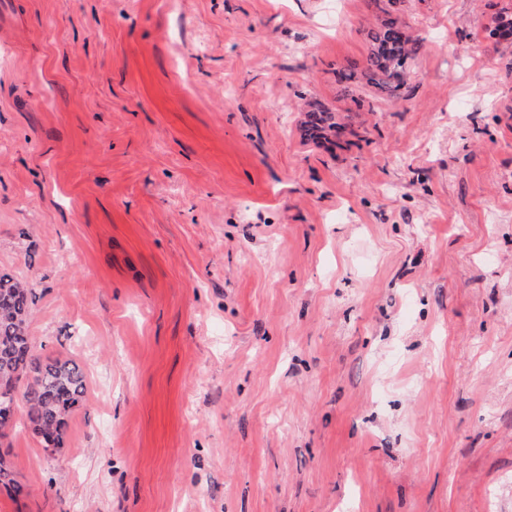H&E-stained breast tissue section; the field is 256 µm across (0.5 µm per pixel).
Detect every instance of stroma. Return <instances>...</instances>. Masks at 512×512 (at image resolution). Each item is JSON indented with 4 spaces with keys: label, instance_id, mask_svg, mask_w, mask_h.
I'll list each match as a JSON object with an SVG mask.
<instances>
[{
    "label": "stroma",
    "instance_id": "stroma-1",
    "mask_svg": "<svg viewBox=\"0 0 512 512\" xmlns=\"http://www.w3.org/2000/svg\"><path fill=\"white\" fill-rule=\"evenodd\" d=\"M505 5L406 0L382 99L373 0H0V269L86 375L0 512H512ZM387 2L388 8L380 7L383 17L367 33L370 51L363 66L353 62L338 70V80L348 91H353L361 78L389 97H400L408 88V68L423 49V41L409 35L394 15L400 1ZM340 123L336 113L323 106H313L308 111L307 120L303 127V136L313 143L329 142L336 133Z\"/></svg>",
    "mask_w": 512,
    "mask_h": 512
}]
</instances>
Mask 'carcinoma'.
<instances>
[{
    "mask_svg": "<svg viewBox=\"0 0 512 512\" xmlns=\"http://www.w3.org/2000/svg\"><path fill=\"white\" fill-rule=\"evenodd\" d=\"M387 2L388 7L380 8L383 17L367 33L370 51L363 64L353 62L338 70L339 82L349 91L362 78L389 97H398L407 90L408 68L423 49V41L409 35L394 15L399 0ZM487 32L490 38L507 40L512 36V12L501 9ZM338 129L335 112L313 106L308 111L303 136L314 143L329 142ZM33 304L32 283L14 272L0 271V411L8 410L14 389H21L33 434L54 446L62 441L68 417L84 397L85 372L73 359L42 362L33 355L27 327ZM0 485L15 496L24 493V486L1 456Z\"/></svg>",
    "mask_w": 512,
    "mask_h": 512,
    "instance_id": "cac0c4a2",
    "label": "carcinoma"
}]
</instances>
